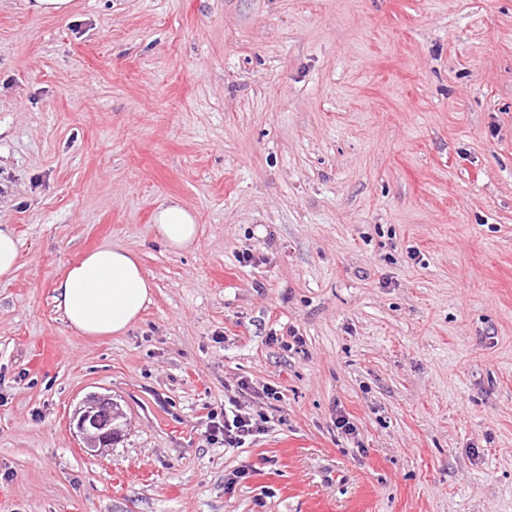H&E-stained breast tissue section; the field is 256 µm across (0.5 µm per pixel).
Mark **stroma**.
Here are the masks:
<instances>
[{"label": "stroma", "instance_id": "obj_1", "mask_svg": "<svg viewBox=\"0 0 512 512\" xmlns=\"http://www.w3.org/2000/svg\"><path fill=\"white\" fill-rule=\"evenodd\" d=\"M0 224V512H512V0H0ZM107 243L153 302L84 338ZM27 7L39 15L67 16L72 0H26ZM158 238L173 252L191 249L198 235V225L191 211L178 202L159 209L155 215ZM20 241L11 224H0V281H10L18 270ZM55 293L69 328L92 339L124 335L153 302V284L135 253L119 245L83 254ZM119 405L109 395L91 394L75 411L73 422L86 448H106L121 436ZM228 401L232 407L226 409L224 405V422H213L209 435L217 438L218 434H221L224 436L225 447L239 448L247 438L264 432L263 424L268 421L261 414L258 415V419L250 413L243 414L234 396L228 397Z\"/></svg>", "mask_w": 512, "mask_h": 512}]
</instances>
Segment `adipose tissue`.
Returning a JSON list of instances; mask_svg holds the SVG:
<instances>
[{
	"mask_svg": "<svg viewBox=\"0 0 512 512\" xmlns=\"http://www.w3.org/2000/svg\"><path fill=\"white\" fill-rule=\"evenodd\" d=\"M155 230L174 252L191 249L198 226L191 211L174 202L159 209ZM55 300L64 320L78 335L104 339L124 335L153 301V284L135 253L103 245L83 254L59 280Z\"/></svg>",
	"mask_w": 512,
	"mask_h": 512,
	"instance_id": "adipose-tissue-1",
	"label": "adipose tissue"
}]
</instances>
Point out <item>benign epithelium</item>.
<instances>
[{
	"instance_id": "benign-epithelium-1",
	"label": "benign epithelium",
	"mask_w": 512,
	"mask_h": 512,
	"mask_svg": "<svg viewBox=\"0 0 512 512\" xmlns=\"http://www.w3.org/2000/svg\"><path fill=\"white\" fill-rule=\"evenodd\" d=\"M123 412L108 395L91 394L75 411L73 422L88 448H106L121 436Z\"/></svg>"
}]
</instances>
